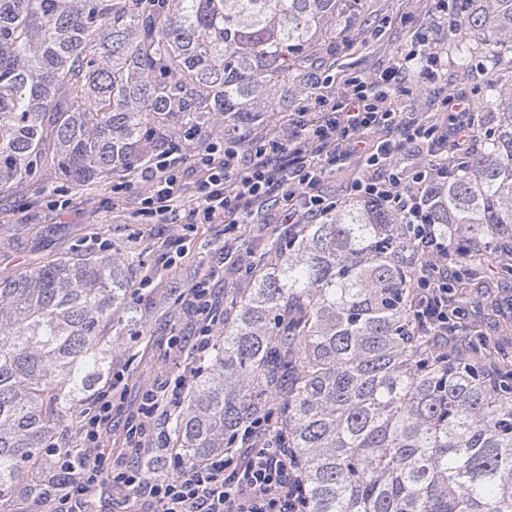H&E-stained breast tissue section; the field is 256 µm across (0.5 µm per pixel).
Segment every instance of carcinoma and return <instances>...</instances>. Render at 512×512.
<instances>
[{
	"label": "carcinoma",
	"instance_id": "carcinoma-1",
	"mask_svg": "<svg viewBox=\"0 0 512 512\" xmlns=\"http://www.w3.org/2000/svg\"><path fill=\"white\" fill-rule=\"evenodd\" d=\"M359 0H0V192L50 164L77 187L122 175L180 130L248 125ZM460 63L512 55V0H459ZM266 95L258 109L256 99ZM479 146L425 202L460 262L448 329L417 335L412 235L381 203L343 204L255 259L249 287L170 428L184 460L230 452L259 409L311 512H512V356L457 312L512 280V89L491 80ZM495 260V277L481 270ZM129 269L77 255L0 283V512L40 498L48 454L92 399Z\"/></svg>",
	"mask_w": 512,
	"mask_h": 512
}]
</instances>
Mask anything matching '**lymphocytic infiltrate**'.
Instances as JSON below:
<instances>
[{
  "label": "lymphocytic infiltrate",
  "mask_w": 512,
  "mask_h": 512,
  "mask_svg": "<svg viewBox=\"0 0 512 512\" xmlns=\"http://www.w3.org/2000/svg\"><path fill=\"white\" fill-rule=\"evenodd\" d=\"M441 69L440 53L423 48L398 58L377 76L349 77L344 101L332 104L324 96L310 95L306 109L313 112V120L292 122L277 137L247 153L217 141L190 155L184 145L194 136L184 134L182 141H170L157 150L142 169L141 212L155 221L172 213L192 165L199 170L195 194L205 221L221 220L227 231L241 233L253 224L256 207L277 197L283 203L281 223L303 224L335 211V200L324 196L318 186L327 172L351 156H360L364 171L350 191L405 214L417 240L419 269L414 286L421 295L419 326L438 344L447 345L448 281L454 270L448 265V238L429 224L421 195L426 186L447 181L449 156H467L475 147L466 101L448 97L446 128L401 125L406 139L430 157L412 180H405L393 145L373 137L379 128L399 125L387 99L397 93L408 71L435 80ZM220 271V266H211L182 295L198 318L191 353L201 361L224 325L214 296ZM123 379V373L113 374L109 385L95 396L93 409L83 413L78 447L52 449L61 472L69 476L75 468L79 475L56 485L46 498L51 512H88L91 489L106 475L152 512H309L290 451L276 446L259 417L248 422L236 453L229 456L192 466L175 456L165 460L163 477L148 476L142 467L130 463L106 466L102 440L112 419V398ZM187 382L182 376L148 391L138 409L141 418L149 421L169 415L179 407Z\"/></svg>",
  "instance_id": "1"
}]
</instances>
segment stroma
<instances>
[{"label":"stroma","instance_id":"35a3bbf8","mask_svg":"<svg viewBox=\"0 0 512 512\" xmlns=\"http://www.w3.org/2000/svg\"><path fill=\"white\" fill-rule=\"evenodd\" d=\"M358 19L336 24V35L317 41L306 66L288 85L280 108L264 113L246 130L251 138L268 139L278 134L311 91L340 100L347 92L345 80L352 75L371 76L393 65L400 54L417 45L441 51L445 70L428 82L412 75L409 92L392 101L408 119L443 125L448 111L444 99L465 94L469 106L480 102L487 72H495L503 85L512 84V61L489 64L475 59L461 67L448 51L449 42L464 36L455 0H360ZM129 187L113 194L115 177L77 188L59 179L53 167L0 194V283L26 271L77 254L106 255L128 266L132 278L128 307L116 313L108 329L116 346L109 359L110 371H122L121 396L115 397L112 420L103 446L108 461L145 464L149 456L131 447L128 429L138 420L137 409L150 389L189 374L194 361L170 352L171 336H193L199 325L181 300V294L216 261L224 247V227L203 223L195 215L193 184L196 173L186 178L184 198L168 223L153 224L139 215L135 187L139 168H132ZM64 198L65 211L50 207V200ZM182 238L184 250L167 261L168 244ZM154 276V292L141 290L145 274ZM467 319L478 321L484 335L497 337L512 353V330L504 331L512 309L489 310L476 295L461 305Z\"/></svg>","mask_w":512,"mask_h":512}]
</instances>
